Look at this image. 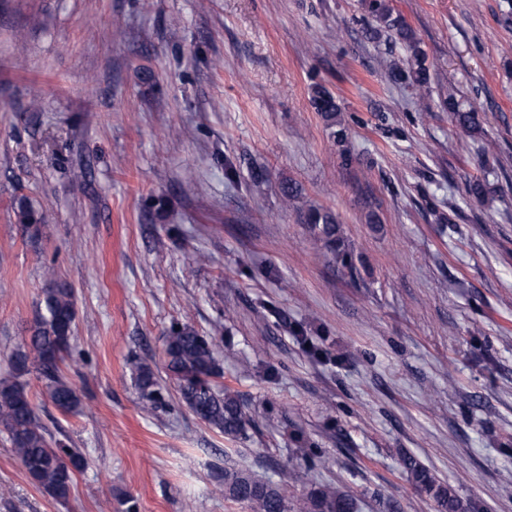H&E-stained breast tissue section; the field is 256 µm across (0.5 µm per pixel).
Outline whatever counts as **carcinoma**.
I'll return each mask as SVG.
<instances>
[{
	"mask_svg": "<svg viewBox=\"0 0 512 512\" xmlns=\"http://www.w3.org/2000/svg\"><path fill=\"white\" fill-rule=\"evenodd\" d=\"M368 10L378 27L367 29V35L375 39L384 30L403 45L404 63L391 70L393 81L420 89L428 85L430 66L412 29L400 17L392 15L386 0H369ZM312 100L326 121L334 144L344 145L347 131L336 97L316 85ZM448 111L452 112L460 135L472 137L481 130L476 109L463 110L450 97ZM14 214L23 234L33 242L38 241L42 235V213L23 196L15 201ZM305 221L336 258L349 269H355L352 253L345 246L341 226L333 213L310 208ZM75 319L73 289L48 280L28 328L29 336L11 353L9 374L0 378V431L7 436L30 482L59 502L68 500L75 473L84 468L86 461L79 450L47 437L28 391L27 376L37 373L60 412L70 414L78 410L80 397L61 371V365L72 353ZM163 352L165 374L177 382L180 401L224 435L245 436L247 420L238 396L217 390L213 383L221 374L213 340L192 325L181 323L177 328L171 327L165 336ZM135 382L143 409L151 411L167 405L159 376L152 367L137 366ZM404 467L409 480L434 500L440 512H468L451 488L438 481L430 468L412 458L404 461ZM223 484L224 498L246 505L250 512H358L360 509L352 495L331 485L316 487L306 497L292 501L288 499L286 488L243 469H224Z\"/></svg>",
	"mask_w": 512,
	"mask_h": 512,
	"instance_id": "cac0c4a2",
	"label": "carcinoma"
}]
</instances>
